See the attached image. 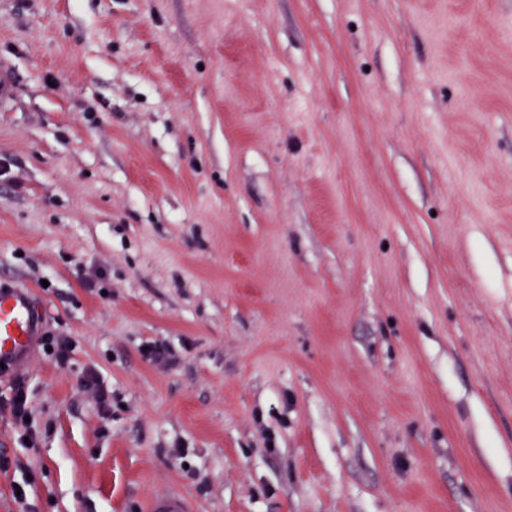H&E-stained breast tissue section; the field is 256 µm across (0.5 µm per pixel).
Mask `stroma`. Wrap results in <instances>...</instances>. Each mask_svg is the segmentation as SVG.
<instances>
[{
    "label": "stroma",
    "mask_w": 512,
    "mask_h": 512,
    "mask_svg": "<svg viewBox=\"0 0 512 512\" xmlns=\"http://www.w3.org/2000/svg\"><path fill=\"white\" fill-rule=\"evenodd\" d=\"M1 62L72 347L0 376V512H512V0H0ZM81 386L87 392L92 393L96 402L103 410H107L109 405V394L103 386L98 373L94 369H89L82 381ZM0 413L9 414L13 421L21 425L25 429L26 437H28V445L34 446L35 435L31 430L29 422L25 421L26 417L30 419V409L28 398L24 388L18 384L14 395L7 404L0 405ZM146 512H197L195 502L180 491H169L151 498Z\"/></svg>",
    "instance_id": "stroma-1"
}]
</instances>
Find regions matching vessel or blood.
I'll return each instance as SVG.
<instances>
[{
	"instance_id": "b4317fda",
	"label": "vessel or blood",
	"mask_w": 512,
	"mask_h": 512,
	"mask_svg": "<svg viewBox=\"0 0 512 512\" xmlns=\"http://www.w3.org/2000/svg\"><path fill=\"white\" fill-rule=\"evenodd\" d=\"M43 315L29 289L0 283V365L12 371L31 355L41 334ZM146 512H198L195 502L179 491L151 498Z\"/></svg>"
}]
</instances>
